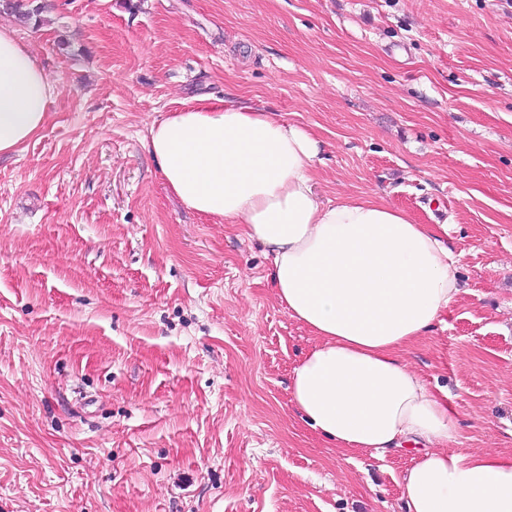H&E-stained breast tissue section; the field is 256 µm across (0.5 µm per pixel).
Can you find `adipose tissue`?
<instances>
[{
    "label": "adipose tissue",
    "instance_id": "1",
    "mask_svg": "<svg viewBox=\"0 0 512 512\" xmlns=\"http://www.w3.org/2000/svg\"><path fill=\"white\" fill-rule=\"evenodd\" d=\"M56 93L0 27V155L44 127ZM148 147L187 208L271 257L277 299L316 339L291 376L305 424L347 450L418 446L400 477L407 512H512V455L459 447L447 389L429 388L402 357L460 291L459 255L436 229L371 198L324 203L319 140L259 104L199 99L152 124Z\"/></svg>",
    "mask_w": 512,
    "mask_h": 512
}]
</instances>
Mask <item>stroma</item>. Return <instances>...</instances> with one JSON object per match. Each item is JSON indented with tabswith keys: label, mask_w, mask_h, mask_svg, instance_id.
<instances>
[{
	"label": "stroma",
	"mask_w": 512,
	"mask_h": 512,
	"mask_svg": "<svg viewBox=\"0 0 512 512\" xmlns=\"http://www.w3.org/2000/svg\"><path fill=\"white\" fill-rule=\"evenodd\" d=\"M0 25L60 89L0 156V512H404L414 448L300 419L315 340L270 258L149 151L198 97L312 130L324 201L446 228L461 291L403 358L463 447L512 454V0H21Z\"/></svg>",
	"instance_id": "1"
}]
</instances>
